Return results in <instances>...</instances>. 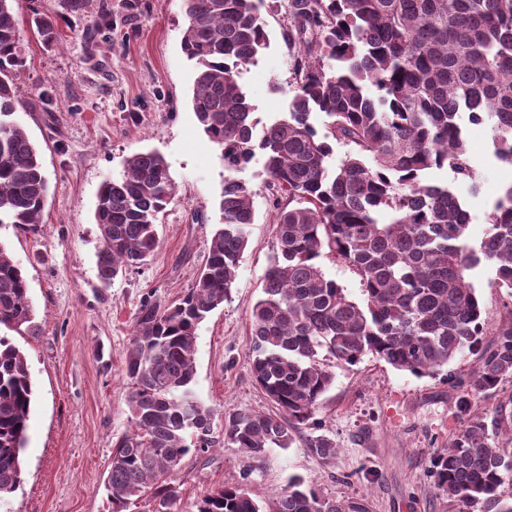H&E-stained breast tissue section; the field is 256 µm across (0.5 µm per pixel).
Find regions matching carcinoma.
I'll list each match as a JSON object with an SVG mask.
<instances>
[{
    "label": "carcinoma",
    "instance_id": "obj_1",
    "mask_svg": "<svg viewBox=\"0 0 512 512\" xmlns=\"http://www.w3.org/2000/svg\"><path fill=\"white\" fill-rule=\"evenodd\" d=\"M14 2L0 0V224L41 223L49 191L39 153L16 111L26 57ZM263 0H184L181 46L194 63L193 110L224 168L236 171L261 151L277 211L276 249L251 313V375L277 412L224 417V442L252 458L288 448L310 426L333 382L329 361L353 365L367 353L416 376L445 374L467 421L435 461V485L454 512H512V448L489 443L477 400L512 380V311L486 334L467 272L485 262L512 297V186L498 200L479 248L467 243L470 213L448 187L421 179L447 167L473 178L466 122L490 126L497 158L512 165V0H289L288 44L294 96L288 111L258 127L236 76L267 47ZM43 41L58 33L34 13ZM324 118V133L315 120ZM340 142L350 150L331 166ZM175 182L154 151L125 159L121 176L97 194V271L108 285L144 266L157 247L159 214ZM254 190L224 179L222 224L205 265L174 304L141 303L125 360L132 431L117 440L105 484L112 512L146 499L171 512L180 496L174 471L190 451L219 444L213 410L192 389L199 324L221 306L255 223ZM388 211L391 220L379 221ZM334 255L360 278L350 298L319 259ZM35 309L22 270L0 246V326L31 333ZM469 352L464 378L447 370ZM34 397L25 354L0 335V505L21 481ZM307 448L330 464L336 443L309 434ZM197 512H262L240 486L206 495ZM268 512H366L358 501L326 497L293 477Z\"/></svg>",
    "mask_w": 512,
    "mask_h": 512
}]
</instances>
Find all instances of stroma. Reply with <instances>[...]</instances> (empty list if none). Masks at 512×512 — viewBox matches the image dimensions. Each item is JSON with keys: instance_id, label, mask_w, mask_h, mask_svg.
<instances>
[{"instance_id": "1", "label": "stroma", "mask_w": 512, "mask_h": 512, "mask_svg": "<svg viewBox=\"0 0 512 512\" xmlns=\"http://www.w3.org/2000/svg\"><path fill=\"white\" fill-rule=\"evenodd\" d=\"M35 9L54 21L56 42L38 35ZM15 13L27 61L12 118L39 151L49 195L37 229L0 225V244L23 271L38 326L33 335L8 333L27 358L35 395L21 482L7 509L112 512L104 480L116 440L132 429L124 367L135 314L143 300L166 307L191 288L231 173L192 110L183 0H85L77 10L67 0H19ZM261 15L268 45L240 68L237 81L265 126L288 109L294 50L285 0H263ZM464 132L475 184L457 181L445 167L423 178L464 200L468 243L476 248L512 185V166L497 159L487 125L468 123ZM143 150L164 157L177 192L159 216V244L148 265L105 288L96 264L97 193ZM263 165L258 154L231 174L253 188L255 222L227 298L197 330L193 390L213 408L218 437L225 414L275 409L250 373L251 312L276 242ZM494 277L486 264L469 273L490 329L512 314V297L494 287ZM333 372L315 412L320 433L338 448L333 463H322L300 437L258 458L231 446L192 452L175 474L181 494L174 512H196L223 485L244 487L263 506L293 475L326 496L364 501L368 512H442L431 470L464 427L454 414V388L443 377H418L372 354Z\"/></svg>"}]
</instances>
